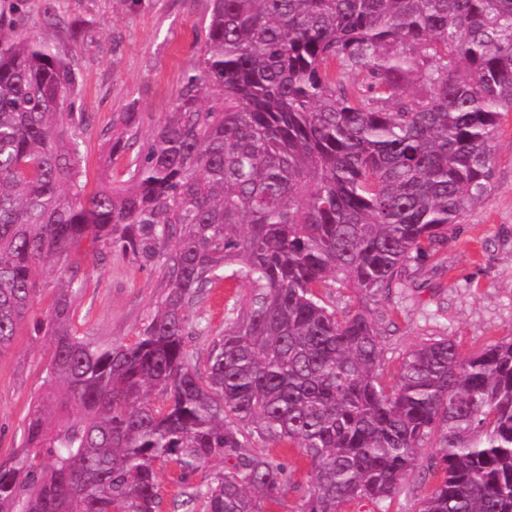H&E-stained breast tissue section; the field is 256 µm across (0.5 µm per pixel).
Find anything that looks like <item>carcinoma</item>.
I'll return each mask as SVG.
<instances>
[{
  "instance_id": "obj_1",
  "label": "carcinoma",
  "mask_w": 512,
  "mask_h": 512,
  "mask_svg": "<svg viewBox=\"0 0 512 512\" xmlns=\"http://www.w3.org/2000/svg\"><path fill=\"white\" fill-rule=\"evenodd\" d=\"M409 81L426 95L406 97ZM77 94L69 59L0 37V355L37 274L59 282L30 331L52 352L23 451L0 464V512H161L165 462L175 508L263 512L293 478L257 440L309 461L300 512H343L390 498L429 437L443 477L421 512H512V338L468 357L430 339L387 385L377 321L330 302L338 285L377 298L411 280L487 194L512 112V0H212L150 138L137 102L113 119L118 187L82 181ZM114 251L159 291L134 343L102 345L71 322L83 255ZM222 280L250 294L201 357L194 308Z\"/></svg>"
}]
</instances>
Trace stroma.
<instances>
[{"mask_svg":"<svg viewBox=\"0 0 512 512\" xmlns=\"http://www.w3.org/2000/svg\"><path fill=\"white\" fill-rule=\"evenodd\" d=\"M211 0H0V32L32 30L74 65L84 112L82 170L89 186L111 178L121 183L123 166L104 163L112 120L137 103L141 136L149 138L191 71L204 45ZM246 288L217 286L196 314L209 333L191 347L206 353L224 330V309ZM157 276L122 254L95 269L76 302L73 330L101 344H130L150 317ZM338 313L368 306L383 322L379 373L394 384L405 355L431 338L454 339L462 354L512 338V112L501 118L490 191L458 224L444 249L420 265L413 285L389 298L365 301L354 288H335ZM50 354L48 338L32 340L22 328L10 351L0 355V463L22 446L27 414L41 391ZM437 455L425 440L413 473L383 506L360 502L348 512H420L437 477L429 471Z\"/></svg>","mask_w":512,"mask_h":512,"instance_id":"1","label":"stroma"}]
</instances>
